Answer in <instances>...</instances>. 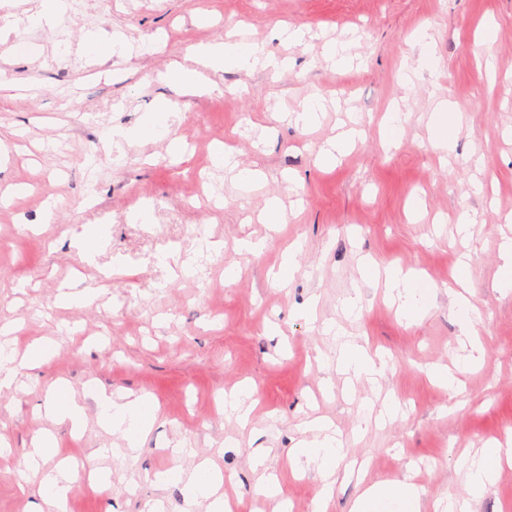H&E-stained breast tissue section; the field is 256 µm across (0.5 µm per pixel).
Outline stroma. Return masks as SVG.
I'll return each mask as SVG.
<instances>
[{"label": "stroma", "instance_id": "35a3bbf8", "mask_svg": "<svg viewBox=\"0 0 512 512\" xmlns=\"http://www.w3.org/2000/svg\"><path fill=\"white\" fill-rule=\"evenodd\" d=\"M39 0H0V344L24 353L50 339L57 355L21 371L0 392V512H35L44 474L58 457L31 467L34 438L53 435L59 455L102 470L107 482L77 478L66 512H184L182 488L159 486L156 471L192 473L211 460L224 475L232 512H255L262 479L281 482L288 512H351L368 486L407 482L424 490L418 512L438 497L466 512H512V466L473 492L460 455L512 441V289L499 288L500 248L512 239V0H81L70 24L31 25ZM206 22H199V14ZM493 37H486V28ZM299 31L288 42L285 29ZM427 32L435 64L420 68L414 36ZM122 34V54L85 50L89 33ZM236 36L288 61L275 73L206 70L212 94L166 83L191 49ZM345 44L338 70L327 44ZM314 96L320 123L287 121ZM460 110L454 153L440 161L428 126L439 99ZM174 114L180 161L167 139L104 142L112 127L136 128L158 103ZM408 113L396 146L385 145L389 112ZM363 134L335 166L318 156L339 131ZM231 146L241 165L262 172L242 188L214 167L211 148ZM285 224L261 223L270 197ZM57 199L52 223L45 203ZM422 199L421 218L409 211ZM150 206L153 221L131 222ZM475 219L456 232L461 212ZM104 229L93 262L72 242L85 226ZM264 238L261 255L235 243ZM222 242L206 283L174 273L165 255L186 256L199 241ZM299 267L287 287L270 271L293 242ZM399 266L434 287L426 312L403 317L382 284L365 280V261ZM235 264L239 277L225 282ZM466 269L464 286L454 277ZM90 289L79 305L55 303L63 287ZM359 295L360 314L344 301ZM475 308L471 330L460 298ZM315 317L300 318L306 306ZM387 361L378 381L348 379L337 367L342 343ZM456 371L458 391L436 385L433 367ZM65 383L87 405L82 437L46 415L50 389ZM146 394L156 421L135 457L114 456L123 440L102 430L85 388ZM254 390L248 424L225 416L222 396ZM402 412L380 416L384 401ZM331 423L343 442L332 480L291 458L314 439L306 421ZM178 445L173 457L168 447Z\"/></svg>", "mask_w": 512, "mask_h": 512}]
</instances>
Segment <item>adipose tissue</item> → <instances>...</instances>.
I'll list each match as a JSON object with an SVG mask.
<instances>
[{"mask_svg":"<svg viewBox=\"0 0 512 512\" xmlns=\"http://www.w3.org/2000/svg\"><path fill=\"white\" fill-rule=\"evenodd\" d=\"M196 67L179 66L169 70L165 78L180 85L187 93L204 94L210 86L201 73L202 67L221 70L236 67L248 70L255 65H263L272 71H280L286 66L285 61L265 54L263 48L244 40H227L218 43L198 45L194 50ZM432 127V147L441 155L451 153L456 145L458 135V109L448 100H440L430 117ZM172 114L164 105H157L134 130H111V137H133L136 139L168 138V150L172 155H180L182 144L170 135ZM363 274L367 279H384L391 295L398 301L402 314L409 319L419 317L427 308L430 285L420 277L397 267L379 268L374 263H366ZM55 347L48 341L31 344L23 357H16L13 351L0 348V391L13 388L22 369H35L53 357ZM98 406L100 425L121 436L127 450L139 447L156 420V405L146 395H124L111 397L102 391H94ZM45 409L58 423L66 425L72 434H79L85 422V411L64 385L54 386L46 402ZM512 462V448L501 447L499 443H490L482 456L477 459H462L461 464L468 470L473 490H481L495 477L502 461ZM157 483L166 484L173 481L182 483L185 499L195 503L198 499L210 500L212 512H226L227 506L219 490L223 484L220 472L207 463H200L190 475H182L173 470L157 472ZM422 493L416 485L403 483L399 485L371 486L358 497L352 512H414L415 503Z\"/></svg>","mask_w":512,"mask_h":512,"instance_id":"adipose-tissue-1","label":"adipose tissue"}]
</instances>
